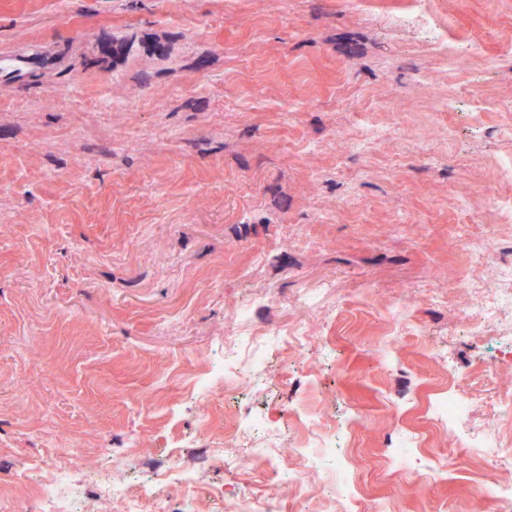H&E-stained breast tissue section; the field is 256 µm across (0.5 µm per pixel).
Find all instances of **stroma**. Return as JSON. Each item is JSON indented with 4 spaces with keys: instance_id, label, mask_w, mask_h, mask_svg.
Listing matches in <instances>:
<instances>
[{
    "instance_id": "1",
    "label": "stroma",
    "mask_w": 512,
    "mask_h": 512,
    "mask_svg": "<svg viewBox=\"0 0 512 512\" xmlns=\"http://www.w3.org/2000/svg\"><path fill=\"white\" fill-rule=\"evenodd\" d=\"M456 38H479L467 68L348 0H0V56H48L0 71V504L35 512L50 458L77 448L83 472L157 482L255 413L318 404L350 431L351 473L369 512H465L487 476L427 416L448 367L469 373L477 424L507 431L512 306L470 333L485 272L486 225L512 266V222L486 208L512 197V0H432ZM467 87L454 110L443 102ZM391 142L357 152L366 123ZM468 286L447 288L459 275ZM272 289L289 321L300 294L332 350L272 346V384L213 400L200 434L193 377L222 362L224 325ZM410 296L401 329L388 306ZM47 373L25 392L31 364ZM422 441L409 468L391 447ZM284 469L211 463L196 512H224L220 489L275 512H323L321 482L282 495Z\"/></svg>"
}]
</instances>
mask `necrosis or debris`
I'll use <instances>...</instances> for the list:
<instances>
[{"mask_svg": "<svg viewBox=\"0 0 512 512\" xmlns=\"http://www.w3.org/2000/svg\"><path fill=\"white\" fill-rule=\"evenodd\" d=\"M391 27L420 28L432 48L444 56L452 57L456 65H463L477 51L476 45L467 43L454 45L450 42V29L446 20L438 18L430 6V0H401L398 9L388 15ZM301 312L289 325H281L275 320L254 322L249 335L229 331L224 335V360L218 369L213 370L209 379L195 382L192 394L199 399H208L216 385H223L225 393H233L249 386L261 385L264 380L265 352L271 343L291 345L297 354H305L317 337L306 326L303 316L316 307L313 296L303 295L297 301ZM477 404L457 390H448L437 399L434 406V419L443 428L456 446L479 448L492 461L501 463L512 460V442L496 430L477 427L474 415ZM302 434L294 443H287L286 433L278 420L264 414L245 419L238 423L233 432L226 434L224 444L238 449L239 454L232 458V465L243 469L253 467L257 451L270 449L266 462L275 466L288 458H300L299 468L291 470L289 487L302 488L309 481L313 465L305 461V451L309 448L322 449V465H335L338 445L337 434L331 426L322 423L316 410L304 408L294 413ZM123 455H112L108 467L97 470L90 479V486L98 500L117 502L122 512H145V503H152L154 512H166L168 495L160 488L151 487L144 493L132 495L126 484L114 481L112 474L124 469ZM41 512H90L82 487L73 475V458L64 456L51 465L48 481L43 486L40 500Z\"/></svg>", "mask_w": 512, "mask_h": 512, "instance_id": "necrosis-or-debris-1", "label": "necrosis or debris"}]
</instances>
